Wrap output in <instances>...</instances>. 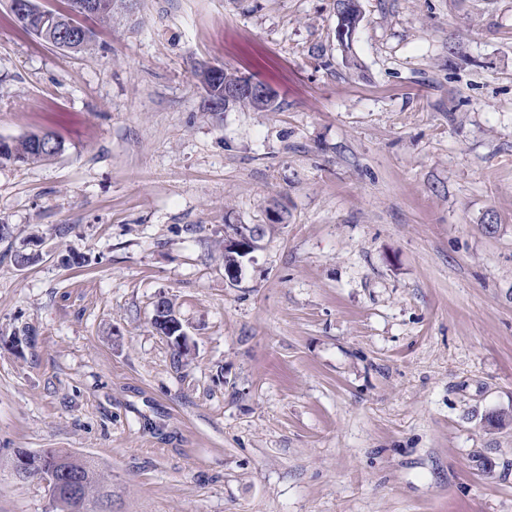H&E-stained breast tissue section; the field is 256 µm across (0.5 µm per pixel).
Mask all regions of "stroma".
<instances>
[{"mask_svg":"<svg viewBox=\"0 0 512 512\" xmlns=\"http://www.w3.org/2000/svg\"><path fill=\"white\" fill-rule=\"evenodd\" d=\"M131 4L81 54L0 0V139L64 142L0 164V512H51L20 448L112 512H512V0H361L354 69L334 0ZM201 62L274 110L207 111ZM44 134L48 138L45 140L46 149H39L34 145L32 138L38 134L25 135L16 138L3 152L0 151V163L29 165L46 161L61 153L63 142L52 132ZM227 228L230 232H227L224 237L225 247L231 250H236L240 252L244 257L248 256L252 253L257 243L249 238L242 240L241 238L252 237V232L254 229H261V237L264 236V228L260 224L255 225H246V224H230L227 225ZM229 237H240L239 239H230ZM227 240V241H226ZM226 241V242H225ZM224 247V277L231 282L237 281L240 276L242 270V263L238 262L234 266H229L235 264L240 256L237 253L230 252ZM165 298V300H164ZM166 301V302H165ZM173 309H169L168 306ZM152 326L157 334L164 336L174 350V359L181 365L183 359H187L189 353L187 346V334L181 320L174 311L173 303L166 297H159L154 305V313L151 319ZM179 350V351H176ZM27 453L29 454L28 462H26L24 468H18L16 465L18 457ZM59 460L64 462L62 467L68 468L73 474L79 475L90 497L101 494L112 496V491L106 490L105 480L101 477L96 464L92 460L67 451L47 448L39 452H29L26 449H18L12 459V468L16 475L22 479L34 478L31 475L47 472Z\"/></svg>","mask_w":512,"mask_h":512,"instance_id":"1","label":"stroma"}]
</instances>
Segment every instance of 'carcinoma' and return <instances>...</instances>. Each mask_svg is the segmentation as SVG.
<instances>
[{
	"label": "carcinoma",
	"mask_w": 512,
	"mask_h": 512,
	"mask_svg": "<svg viewBox=\"0 0 512 512\" xmlns=\"http://www.w3.org/2000/svg\"><path fill=\"white\" fill-rule=\"evenodd\" d=\"M334 4L336 14L344 16L347 27L351 30L357 29L362 20L360 0H334ZM214 71L216 68L207 64H201L196 69V77L212 112L215 111L216 104L224 102V85H231L239 79L236 74L224 72L217 82L210 77V73ZM274 101L273 96L265 100L244 96L237 99L235 104L254 111H270L274 108ZM45 136V149L35 146L30 135L15 139L4 151H0V163L29 165L46 161L61 153L64 148L63 142L52 132L45 133ZM59 460L63 462V467L79 475L89 496L112 495V491L106 489L105 480L93 461L67 451L47 448L30 453L26 449H18L12 459V468L18 477L28 479L33 474L50 470Z\"/></svg>",
	"instance_id": "carcinoma-1"
}]
</instances>
